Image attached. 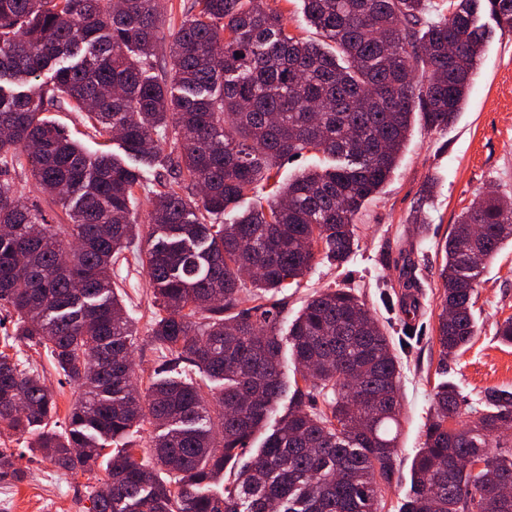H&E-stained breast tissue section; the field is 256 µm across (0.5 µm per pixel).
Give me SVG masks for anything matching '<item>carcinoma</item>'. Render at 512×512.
<instances>
[{
    "label": "carcinoma",
    "instance_id": "obj_1",
    "mask_svg": "<svg viewBox=\"0 0 512 512\" xmlns=\"http://www.w3.org/2000/svg\"><path fill=\"white\" fill-rule=\"evenodd\" d=\"M319 39L263 0H191L162 45L157 0H0V311L4 346L44 348L80 394L59 423L40 372L0 351V428L67 471L106 463L88 512H377L392 486L402 417L399 362L366 304L345 288L314 295L288 328L294 386L268 293L296 283L318 255L343 263L355 219L394 172L415 122L448 127L466 100L488 33L487 11L512 34V0H300ZM53 76L40 82L41 71ZM66 104L98 133L119 132L127 154L151 163L169 138L157 190L120 158L91 153L44 116ZM331 156L275 183L286 157ZM28 168L39 193L67 216L49 224L6 178ZM266 204L222 224L249 194ZM154 238H138L139 198ZM512 241V200L491 196L463 212L445 241L443 357L476 332L473 296L483 264ZM124 251L139 257L161 314L152 340L172 359L145 394L132 391L133 323L112 282ZM253 305L239 309L242 271ZM183 364L222 383L173 377ZM324 406L308 405L314 394ZM288 412L266 431L285 395ZM461 417V396L437 387L403 512H512V391L490 387ZM151 420L148 448L127 439ZM266 432L223 493L229 464ZM490 462L494 474L456 465ZM19 476L0 449V477Z\"/></svg>",
    "mask_w": 512,
    "mask_h": 512
}]
</instances>
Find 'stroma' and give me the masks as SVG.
Here are the masks:
<instances>
[{"label":"stroma","mask_w":512,"mask_h":512,"mask_svg":"<svg viewBox=\"0 0 512 512\" xmlns=\"http://www.w3.org/2000/svg\"><path fill=\"white\" fill-rule=\"evenodd\" d=\"M481 24L494 33L480 57L464 107L448 128L414 126L399 165L376 197L356 219L358 245L347 262L336 266L316 259L300 287L282 293L279 336L283 361H290L287 326L315 292L346 287L360 296L384 325L401 360L403 405L398 436L396 474L385 491L379 512H401L410 488L411 465L424 442L426 422L439 383L455 384L464 407L478 406L489 387L512 389V345L502 343L497 326L512 318V243L505 245L481 274L474 297L476 334L458 354L441 357L437 342L443 289L438 277L442 247L458 215L494 192L512 197V35H498L489 14ZM47 117L92 152L126 157L119 139L94 138L83 116L51 108ZM145 182L154 171L138 166ZM435 197L425 213V230L417 232L413 216L427 181ZM117 292L134 324L133 380L146 390L163 349L150 338L151 288L145 266L123 262L112 269ZM412 279L410 307L400 302L405 279ZM30 439L0 430V448L17 452L24 479L0 478V512H87L89 493L104 469L74 475L42 461L29 448Z\"/></svg>","instance_id":"obj_1"}]
</instances>
